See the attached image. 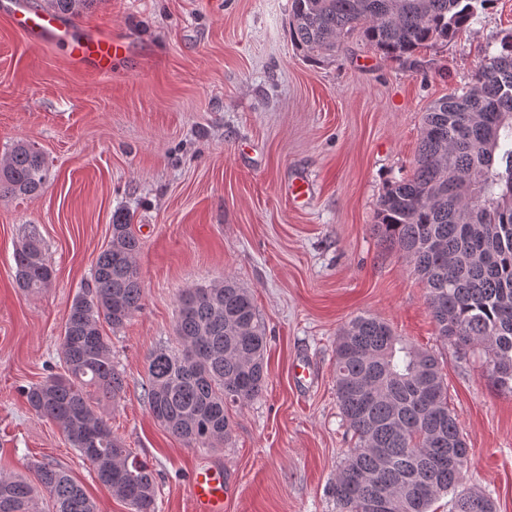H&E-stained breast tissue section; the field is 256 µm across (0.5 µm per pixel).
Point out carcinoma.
Returning a JSON list of instances; mask_svg holds the SVG:
<instances>
[{"label":"carcinoma","mask_w":512,"mask_h":512,"mask_svg":"<svg viewBox=\"0 0 512 512\" xmlns=\"http://www.w3.org/2000/svg\"><path fill=\"white\" fill-rule=\"evenodd\" d=\"M75 16L92 0H47ZM490 0H292L290 34L308 59L333 55L358 34L385 57L468 29ZM45 158L18 141L0 162V193L31 196L45 179ZM385 246L403 254L425 284L436 335L484 350L501 389L512 392V37L480 64L461 95L424 113L411 177L387 187L376 224ZM140 241L122 220L96 258L92 284L69 309L61 341L63 372L29 388L41 417L59 424L98 481L131 512H156L157 486L139 459L94 410L86 388L113 402L124 377L112 364L102 324L123 326L141 309ZM15 282L46 287L53 268L31 233L15 252ZM177 346L147 359L153 419L188 448H220L232 430L228 407H243L265 384L267 337L252 296L227 275L177 296ZM336 399L356 446L331 485L342 512H430L455 493V512H496L490 497L458 491L470 462L461 425L448 408L438 359L362 315L336 341ZM37 483L0 474V512H30L40 493L53 512H96L83 486L51 461Z\"/></svg>","instance_id":"cac0c4a2"}]
</instances>
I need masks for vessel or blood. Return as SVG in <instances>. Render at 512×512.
Wrapping results in <instances>:
<instances>
[{"label":"vessel or blood","instance_id":"obj_1","mask_svg":"<svg viewBox=\"0 0 512 512\" xmlns=\"http://www.w3.org/2000/svg\"><path fill=\"white\" fill-rule=\"evenodd\" d=\"M19 27L28 40L37 43L56 40L66 43L71 60L78 65H92L98 73H108L113 59L125 54V43L117 38L89 35L82 39L72 38L62 29V23L51 11L32 15L19 14ZM189 496L193 512H226L224 470L208 465L197 468L189 479Z\"/></svg>","mask_w":512,"mask_h":512}]
</instances>
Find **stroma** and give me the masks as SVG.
Listing matches in <instances>:
<instances>
[{
    "mask_svg": "<svg viewBox=\"0 0 512 512\" xmlns=\"http://www.w3.org/2000/svg\"><path fill=\"white\" fill-rule=\"evenodd\" d=\"M291 3L92 0L67 24L126 41L108 75L72 64L65 45L28 42L0 8V159L20 139L46 159L40 192L0 194V472L49 460L97 512H130L25 397L59 372L69 308L121 216L141 244L142 307L102 328L125 391L95 410L153 466L157 512H192L186 481L210 464L224 467L229 512H340L330 485L355 438L336 402V339L363 314L438 356L472 450L460 488L512 512V393L482 349L436 336L423 284L373 230L386 188L413 173L424 112L500 52L512 0L401 61L356 36L306 60ZM33 228L54 274L26 293L14 254ZM227 275L266 328V385L233 409L223 447L189 448L151 416L146 357L176 344L178 292Z\"/></svg>",
    "mask_w": 512,
    "mask_h": 512,
    "instance_id": "obj_1",
    "label": "stroma"
}]
</instances>
